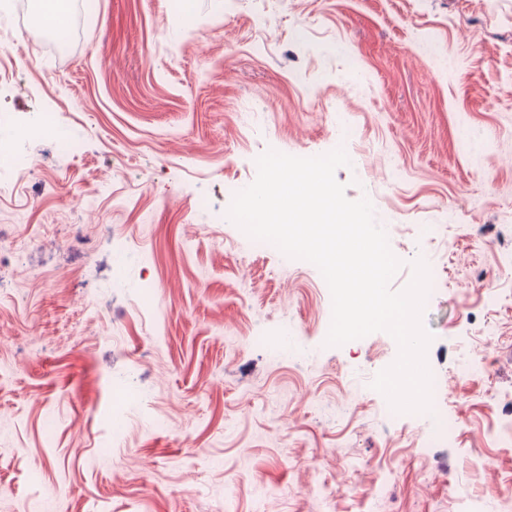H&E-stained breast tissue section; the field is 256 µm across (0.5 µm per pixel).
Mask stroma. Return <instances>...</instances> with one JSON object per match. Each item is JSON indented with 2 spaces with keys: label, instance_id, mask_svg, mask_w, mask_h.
Returning a JSON list of instances; mask_svg holds the SVG:
<instances>
[{
  "label": "stroma",
  "instance_id": "35a3bbf8",
  "mask_svg": "<svg viewBox=\"0 0 512 512\" xmlns=\"http://www.w3.org/2000/svg\"><path fill=\"white\" fill-rule=\"evenodd\" d=\"M22 12L0 7V114L53 125L0 163V248L31 239L0 267V512H502L512 0H72L64 41ZM338 147L392 289L450 269L422 322L452 440L372 388L390 334L326 346L317 267L226 216L267 150Z\"/></svg>",
  "mask_w": 512,
  "mask_h": 512
}]
</instances>
